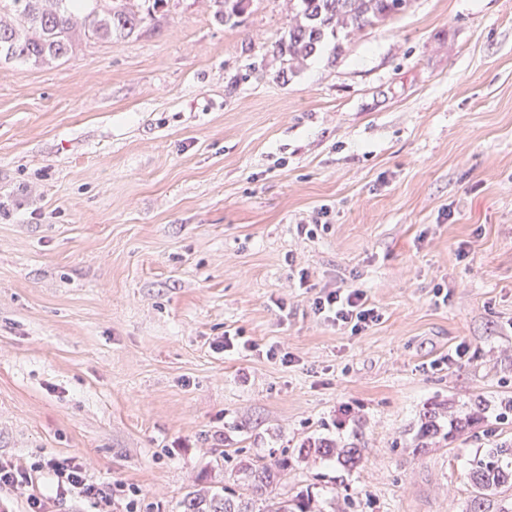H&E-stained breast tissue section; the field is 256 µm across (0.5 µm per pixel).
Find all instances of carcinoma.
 I'll return each mask as SVG.
<instances>
[{"mask_svg":"<svg viewBox=\"0 0 512 512\" xmlns=\"http://www.w3.org/2000/svg\"><path fill=\"white\" fill-rule=\"evenodd\" d=\"M170 0H0V61L35 66L70 56L91 42L115 43L126 39L168 12ZM253 0H208L213 18L228 23L248 13ZM411 0H289L292 14L288 31L274 49L288 66H296L314 55L327 36L337 32H362L383 25L406 12ZM441 404L434 403L420 418L413 438L421 452L446 443L455 435L484 422L481 405L455 408L448 429L438 424ZM363 445L342 448L320 439H308L299 456L315 454L336 458L350 470L362 460ZM291 460L283 455L258 464L250 459L235 464L244 495L226 486L224 493L191 492L184 501L186 512H322L302 493L279 497L272 487L288 477ZM469 477L480 491H493L512 483V441H492V447L471 460ZM264 498L255 510V499Z\"/></svg>","mask_w":512,"mask_h":512,"instance_id":"1","label":"carcinoma"}]
</instances>
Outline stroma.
Segmentation results:
<instances>
[{
    "mask_svg": "<svg viewBox=\"0 0 512 512\" xmlns=\"http://www.w3.org/2000/svg\"><path fill=\"white\" fill-rule=\"evenodd\" d=\"M287 23L170 0L125 41L0 64V458H76L112 512H183L284 452L326 507L466 512L467 461L512 424L411 438L431 402L512 396V0H412L297 70ZM349 284L382 314L357 335L309 310ZM357 429L353 471L297 456Z\"/></svg>",
    "mask_w": 512,
    "mask_h": 512,
    "instance_id": "1",
    "label": "stroma"
}]
</instances>
